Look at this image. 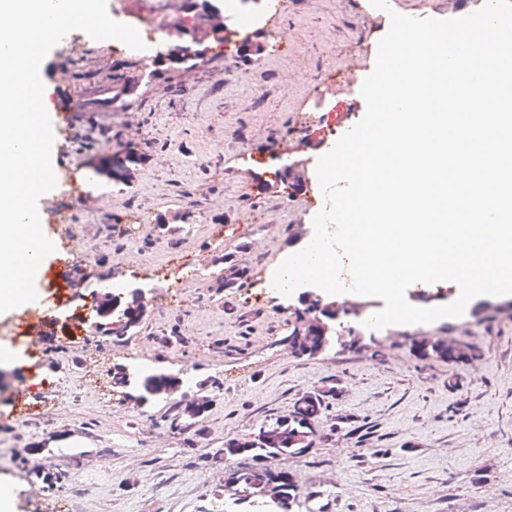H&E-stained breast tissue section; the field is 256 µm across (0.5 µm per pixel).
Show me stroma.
Listing matches in <instances>:
<instances>
[{
	"label": "stroma",
	"mask_w": 512,
	"mask_h": 512,
	"mask_svg": "<svg viewBox=\"0 0 512 512\" xmlns=\"http://www.w3.org/2000/svg\"><path fill=\"white\" fill-rule=\"evenodd\" d=\"M392 8L448 20L479 5ZM173 23L188 32L163 39L152 73L110 42L67 36L76 104L53 146L78 185L59 197L69 222L43 232L46 267L71 273L35 283L57 309L49 340L21 334L23 309L0 314V487L14 512H273L270 494L233 481L251 453L224 448L305 395L321 401L312 447L259 463L287 474L290 512H512V294L376 334L352 318L332 347L303 355L297 296L267 286L323 206L315 186L277 171L313 172L363 118L389 15L369 0H281L276 24L228 19L193 61L172 53L201 32L184 0L156 21ZM246 39L261 52H238ZM104 153L119 155L120 180L96 173ZM109 281L147 291L120 336L90 331L108 320ZM154 375L170 384L143 397ZM79 480L91 489L75 497Z\"/></svg>",
	"instance_id": "obj_1"
}]
</instances>
